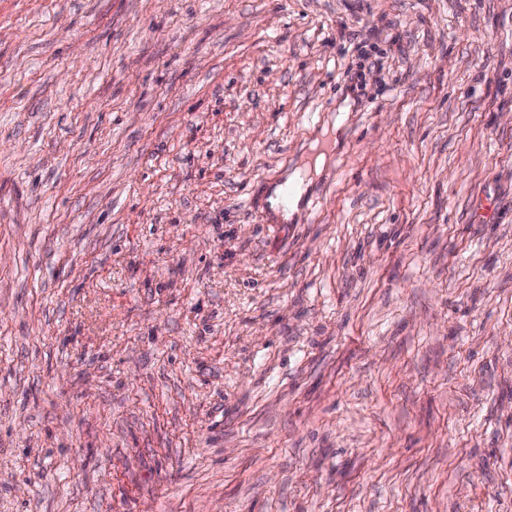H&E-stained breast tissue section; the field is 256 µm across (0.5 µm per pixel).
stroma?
I'll return each mask as SVG.
<instances>
[{
    "mask_svg": "<svg viewBox=\"0 0 512 512\" xmlns=\"http://www.w3.org/2000/svg\"><path fill=\"white\" fill-rule=\"evenodd\" d=\"M0 512H512V0H0ZM341 121H335L330 128L324 127L321 132V137L325 139L326 151H317L309 157L302 167H298L285 174L283 183L277 185L269 198L272 208L284 219L285 221L291 219L298 211L299 203L301 202L304 194L312 183V175L319 174L325 165L328 152L336 147L339 140L337 138L339 129L341 128ZM288 185L294 186V193L286 204L283 200L284 188Z\"/></svg>",
    "mask_w": 512,
    "mask_h": 512,
    "instance_id": "35a3bbf8",
    "label": "stroma"
}]
</instances>
